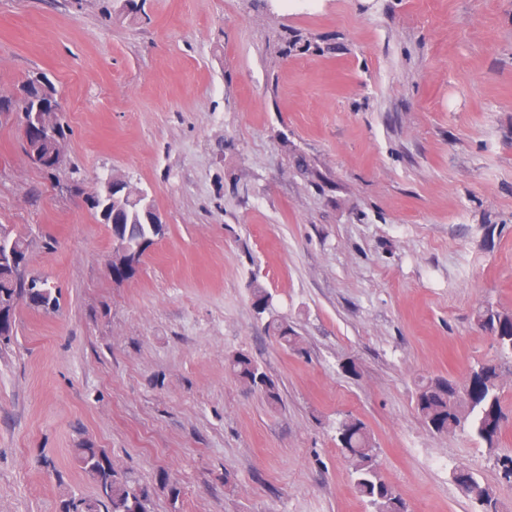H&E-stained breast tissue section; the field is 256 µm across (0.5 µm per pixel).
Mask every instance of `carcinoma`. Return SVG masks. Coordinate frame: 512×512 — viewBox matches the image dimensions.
I'll use <instances>...</instances> for the list:
<instances>
[{"label":"carcinoma","instance_id":"cac0c4a2","mask_svg":"<svg viewBox=\"0 0 512 512\" xmlns=\"http://www.w3.org/2000/svg\"><path fill=\"white\" fill-rule=\"evenodd\" d=\"M101 204H110L118 211L121 246L133 255L143 256L154 243L157 225L147 222L154 205L143 196L137 200L112 199L105 188H99ZM29 253L18 256L14 272H0V307L7 310L0 316V346L9 345L16 335L17 314L25 308L33 313L49 315L57 312L62 297L61 289L50 285L47 278L28 270ZM37 279L43 295L34 294L26 287L28 278ZM255 313L266 320L265 330L283 346L298 349L301 336L288 325V319L273 313L272 294L258 281L249 284ZM474 322L496 336L500 353L512 359V311L485 307L476 312ZM227 368L250 392L260 393L271 405L282 402L279 385L272 380L249 354L236 352L226 359ZM499 364L478 363L471 367L464 381L437 376L417 384L415 409L423 422L434 433L467 431L472 437L493 450L498 447L506 420L500 396ZM336 444L342 449L351 468L354 487L373 512H408L407 504L383 479L378 447L365 422L353 414L345 415L336 424ZM74 460L79 469L96 484L93 497H69L61 500L59 512H148L152 495L150 487L133 480L129 474L112 463L108 452L91 444L74 449ZM461 477L473 484V500L481 507L479 512H496L494 490L481 485L466 467L455 469Z\"/></svg>","mask_w":512,"mask_h":512}]
</instances>
